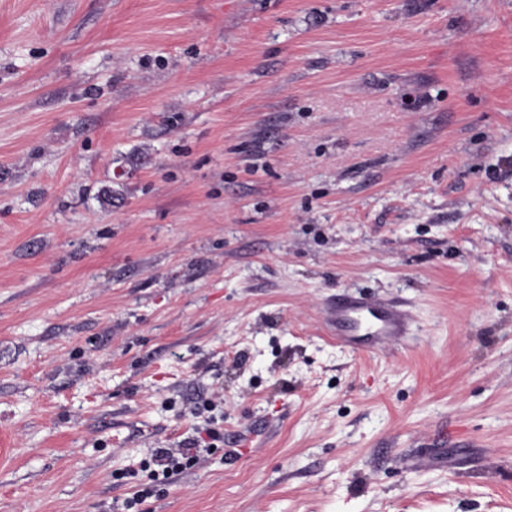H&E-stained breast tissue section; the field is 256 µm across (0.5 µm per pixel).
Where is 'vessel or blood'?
I'll return each instance as SVG.
<instances>
[{"mask_svg": "<svg viewBox=\"0 0 512 512\" xmlns=\"http://www.w3.org/2000/svg\"><path fill=\"white\" fill-rule=\"evenodd\" d=\"M409 332V318L397 306L346 296L331 312V333L337 342L370 350Z\"/></svg>", "mask_w": 512, "mask_h": 512, "instance_id": "obj_1", "label": "vessel or blood"}]
</instances>
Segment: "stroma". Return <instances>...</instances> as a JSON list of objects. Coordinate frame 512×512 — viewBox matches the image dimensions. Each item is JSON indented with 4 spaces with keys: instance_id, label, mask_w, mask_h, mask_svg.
<instances>
[{
    "instance_id": "1",
    "label": "stroma",
    "mask_w": 512,
    "mask_h": 512,
    "mask_svg": "<svg viewBox=\"0 0 512 512\" xmlns=\"http://www.w3.org/2000/svg\"><path fill=\"white\" fill-rule=\"evenodd\" d=\"M157 448L140 512H512V0H0V512ZM330 324L337 342L370 350L409 332L408 315L397 306L352 296L336 301ZM153 461L160 469H151L150 463H143L140 469L141 472H147L146 478L149 482L165 480L175 473L182 472L191 463L192 457L184 453L177 456L169 449L159 448L153 456Z\"/></svg>"
}]
</instances>
